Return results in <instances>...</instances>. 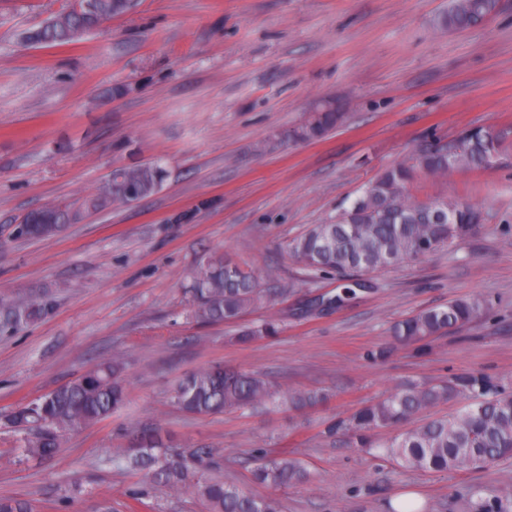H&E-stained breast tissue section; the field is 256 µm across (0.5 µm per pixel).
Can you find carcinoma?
I'll return each instance as SVG.
<instances>
[{"mask_svg":"<svg viewBox=\"0 0 512 512\" xmlns=\"http://www.w3.org/2000/svg\"><path fill=\"white\" fill-rule=\"evenodd\" d=\"M133 0H86L78 12L63 8L28 40L40 45L72 42L104 21L127 12ZM501 0H449L441 24L451 31L475 27L498 14ZM344 114L331 104L309 113L281 142L318 141L342 122ZM507 132L476 126L452 140L424 138L412 157L379 172L363 185L346 207L322 224L311 225L288 243V251L312 275L362 277L381 269L421 260L438 249L451 247L472 235L483 217L468 201L411 197L410 185L420 174L436 177L458 170L488 168L496 163ZM166 176L158 162L139 164L112 172L92 195L76 203L52 204L26 215L9 226L12 240H50L70 224H79L91 213L117 203L129 204L156 192ZM195 318L203 323H235L244 313L270 300V290L244 262L222 255L203 257L186 288ZM489 307L479 295L458 297L392 326L397 339L425 349L448 330L466 325ZM55 309V297L18 294L0 298V334L14 332L27 323L45 318ZM279 327L271 319L259 327L239 330L238 340L251 342L274 336ZM123 362L109 358L73 381L3 416L4 427L22 436L19 456L50 458L71 431L100 423L121 411L128 394L120 379ZM274 386L264 377L213 365L185 375L172 390L173 404L189 415H212L227 410H250L275 400ZM459 397L468 403L455 412L433 418L410 430L400 426L413 415ZM326 400L322 392L297 391L283 398L293 409L316 406ZM343 428L362 448H374L402 467L416 470L470 471L494 461L512 458V393L481 374L452 377L442 383L406 381L381 398L357 409ZM391 431L381 444L371 433ZM112 467L141 475L151 483L176 492H192L208 512H283L274 496L256 497L217 475L224 469L213 449L200 446L185 450L167 445L159 431L138 428L126 448L108 458ZM252 479L275 489L303 482L308 472L288 456H263L251 471ZM468 512H512V495L483 497L467 494ZM0 512H32L28 501L1 498Z\"/></svg>","mask_w":512,"mask_h":512,"instance_id":"carcinoma-1","label":"carcinoma"}]
</instances>
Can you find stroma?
I'll use <instances>...</instances> for the list:
<instances>
[{"mask_svg":"<svg viewBox=\"0 0 512 512\" xmlns=\"http://www.w3.org/2000/svg\"><path fill=\"white\" fill-rule=\"evenodd\" d=\"M68 2L0 0V230L136 162L161 161L168 176L153 195L54 239L0 245V297L48 290L57 301L51 316L0 336V416L110 357L126 364L129 397L49 460H19L20 435L0 428V497L29 500L33 512H97L103 501L112 512H206L164 487L132 499L135 478L106 464L147 421L174 445L214 448L225 478L254 495L267 492L250 474L260 451L300 460L309 477L278 490L283 512H391L407 494L421 512H461L462 493L512 483V459L423 472L327 431L405 381L480 373L512 391V145L492 167L411 184L414 199L481 210L478 233L457 247L358 289L312 276L288 253L421 137L512 127V0L452 32L437 26L449 0H135L76 42L27 41ZM323 100L346 115L334 132L267 149ZM214 252L270 275L274 301L240 325L276 318L277 335L238 344V325L192 318L184 288ZM347 287L344 303L319 306ZM473 294L489 309L426 351L392 336L398 321ZM218 363L328 399L184 415L173 381Z\"/></svg>","mask_w":512,"mask_h":512,"instance_id":"35a3bbf8","label":"stroma"}]
</instances>
